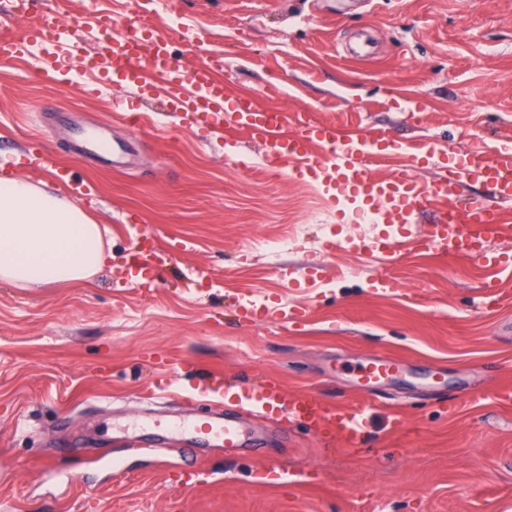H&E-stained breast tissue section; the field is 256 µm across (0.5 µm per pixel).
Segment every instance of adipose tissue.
<instances>
[{"label":"adipose tissue","instance_id":"1","mask_svg":"<svg viewBox=\"0 0 512 512\" xmlns=\"http://www.w3.org/2000/svg\"><path fill=\"white\" fill-rule=\"evenodd\" d=\"M106 233L66 198L0 177V282L36 288L88 280L110 258Z\"/></svg>","mask_w":512,"mask_h":512}]
</instances>
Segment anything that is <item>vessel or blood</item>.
<instances>
[{"label": "vessel or blood", "instance_id": "obj_1", "mask_svg": "<svg viewBox=\"0 0 512 512\" xmlns=\"http://www.w3.org/2000/svg\"><path fill=\"white\" fill-rule=\"evenodd\" d=\"M43 21V26L26 30L1 22L0 58H31L49 67L61 59L82 60L86 38L94 36L96 70L127 89L126 94L115 97L113 109L129 124L141 122L137 95L147 89L160 90L169 110L182 113L198 130L222 131L229 146L235 144L237 134L246 133L262 144L265 160L273 168L287 172L291 179L323 186L330 200H358L362 210L377 213L379 223L401 227L411 223L416 213L429 212L431 220L417 241L418 247L493 268L512 266V261L488 255L482 247L485 236L500 230L504 222L501 204L512 201L511 141L502 142L491 153L467 147L442 155L427 140L407 142L390 135L370 138L360 131L347 132L318 121L308 113L262 105L251 95L231 93L212 63H200L189 74H182L171 57L170 36L157 34L135 10L127 15L122 28L114 25L110 15L92 11L86 34L62 31L50 14ZM29 148L63 187H70L68 169L50 148L37 138L30 140ZM393 159L398 165L392 174L385 178L374 174V165ZM434 162L441 165L442 174L430 182L421 180L419 170ZM476 186L489 189L493 201L465 198V188ZM126 231L135 241L130 285L139 295H153L164 268L191 243L174 238L163 248L142 225H127ZM346 247L386 265L399 259L398 242L385 235L351 240ZM237 317L251 325L274 319L294 324L302 315L285 305L272 309L247 299L240 302ZM205 390L222 400L231 415L206 419L197 428L213 446L228 451L258 441L257 431L243 427L239 419L243 412L267 417L288 413L305 420L313 433L331 436L347 447L367 437L359 409L329 406L309 395L289 401L272 380L255 392L214 372Z\"/></svg>", "mask_w": 512, "mask_h": 512}]
</instances>
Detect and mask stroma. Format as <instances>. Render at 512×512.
<instances>
[{"mask_svg": "<svg viewBox=\"0 0 512 512\" xmlns=\"http://www.w3.org/2000/svg\"><path fill=\"white\" fill-rule=\"evenodd\" d=\"M122 23L130 0H33L63 26L88 7ZM159 33L191 29L204 51L173 44L178 65L214 60L232 90L262 104L311 111L366 136L434 140L439 152L512 138V0H143ZM286 87L267 96L272 78ZM93 72L63 85L31 60H0V177L58 181L36 157L10 167L44 136L77 198L109 230V263L63 286L0 282V512H512V271L427 250L382 267L329 243L367 233L336 221L321 189L242 169L224 138L190 129L156 92L131 128L112 110L114 90L87 95ZM127 148L122 165L69 147L68 123ZM138 219L159 242L193 240L145 298L127 285ZM301 228L302 246L268 261L264 242ZM209 269L219 287L194 283ZM317 269L318 287H298ZM392 280L385 288L380 278ZM302 308L300 324L236 323L239 298ZM397 359L398 375L362 388L361 369ZM221 369L246 383L270 378L286 398L313 395L363 408L365 443L349 449L282 414L243 416L264 432L262 451L231 455L166 425L215 412L185 390ZM178 396L151 402L152 379ZM278 463L298 473L255 480ZM194 469L199 485L174 490L165 468Z\"/></svg>", "mask_w": 512, "mask_h": 512, "instance_id": "obj_1", "label": "stroma"}]
</instances>
